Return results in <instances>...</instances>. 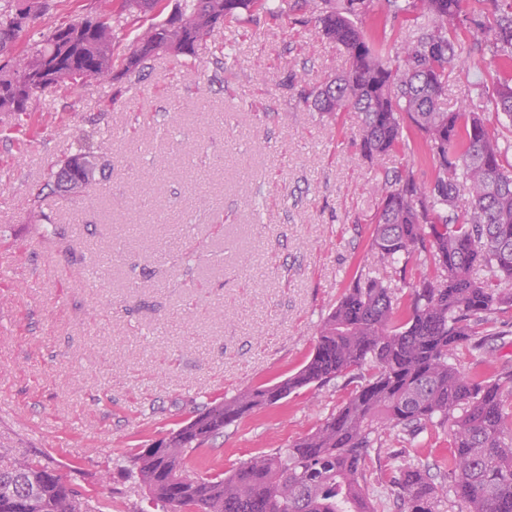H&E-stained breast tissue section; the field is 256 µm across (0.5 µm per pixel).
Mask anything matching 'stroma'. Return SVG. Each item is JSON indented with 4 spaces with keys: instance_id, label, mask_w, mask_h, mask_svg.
<instances>
[{
    "instance_id": "obj_1",
    "label": "stroma",
    "mask_w": 512,
    "mask_h": 512,
    "mask_svg": "<svg viewBox=\"0 0 512 512\" xmlns=\"http://www.w3.org/2000/svg\"><path fill=\"white\" fill-rule=\"evenodd\" d=\"M12 46L95 15L97 0H46ZM307 12L226 21L217 53L162 57L120 82L34 97L0 112V456L58 465L112 512H160L132 457L203 405L288 377L355 273L385 276L370 247L377 176L433 171L419 152L372 163L354 141L360 116L306 112L313 89L347 65ZM360 19L391 51L410 15L368 0ZM512 79L489 44L449 74L441 103L494 108ZM105 180L66 199L48 183L84 138ZM341 377L246 416L188 457L229 472L313 431L352 390ZM448 433L365 461L375 512H399L393 471L408 462L442 481Z\"/></svg>"
}]
</instances>
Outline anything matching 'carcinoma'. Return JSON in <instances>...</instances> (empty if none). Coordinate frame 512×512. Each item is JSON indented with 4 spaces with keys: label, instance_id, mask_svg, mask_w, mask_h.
<instances>
[{
    "label": "carcinoma",
    "instance_id": "cac0c4a2",
    "mask_svg": "<svg viewBox=\"0 0 512 512\" xmlns=\"http://www.w3.org/2000/svg\"><path fill=\"white\" fill-rule=\"evenodd\" d=\"M159 0H103L87 27H56L29 50H8L44 0H0V112L21 114L37 93L141 71L164 55L196 59L226 19L264 15L276 20L288 0H175L162 20L135 30L128 52L114 59V31L155 11ZM322 32L346 52L349 67L309 95L308 106L336 117L360 114L359 154L379 160L410 148L432 164L428 183L410 171L376 180L378 197L371 249L387 277L357 274L321 322L311 358L269 386L247 388L212 402L183 426L133 457L149 498L167 512H374L366 493L365 460L388 437L413 444L428 427L448 429V475L436 484L419 466L391 477L401 512H438L453 489L460 512H512V364L493 357L486 334L496 314L512 312V175L481 113L462 103L447 112L440 99L448 70L467 52L458 32L492 45L512 64V0H409L423 20L419 34L383 59L353 17L364 0H322ZM496 110L512 118V85L495 89ZM101 172L99 157L82 144L58 162L49 179L63 196L75 195ZM430 259L434 275L406 282L409 262ZM482 268L488 277L479 279ZM409 288L403 295L392 282ZM482 353L469 369L455 362L459 347ZM370 364L373 374L317 428L287 448L260 452L222 476L186 470V456L245 416L274 407L303 388L315 390ZM91 503L38 457L0 464V512H111Z\"/></svg>",
    "mask_w": 512,
    "mask_h": 512
}]
</instances>
